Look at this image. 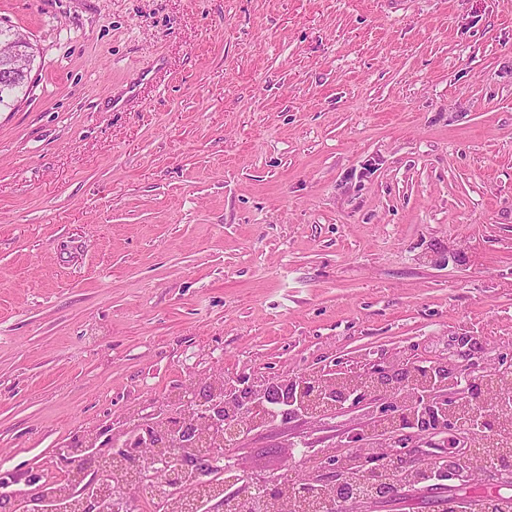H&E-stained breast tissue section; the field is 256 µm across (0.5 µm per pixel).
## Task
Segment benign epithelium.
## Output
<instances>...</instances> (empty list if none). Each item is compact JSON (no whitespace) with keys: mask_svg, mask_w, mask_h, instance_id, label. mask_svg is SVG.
<instances>
[{"mask_svg":"<svg viewBox=\"0 0 512 512\" xmlns=\"http://www.w3.org/2000/svg\"><path fill=\"white\" fill-rule=\"evenodd\" d=\"M24 38L7 41L11 59L28 65ZM512 384V362L494 370H478L467 377L454 364L423 366L415 361L397 362L387 357L365 359L347 364L338 361L324 369L299 377L278 376L260 381L237 378L174 406L165 414L173 419L152 437L151 449L160 456L178 446L180 463L165 471L164 481L173 484L179 472L191 469L206 472L219 466L224 450L235 447L253 427L262 422L275 401L286 421L298 414L317 422L338 410L371 409L374 421L351 427L343 436L349 448L359 449L374 470L362 484L346 480L336 449L320 451L329 476L318 481L283 476L259 483L242 484L233 494L224 490V480L205 481L192 488L190 496L198 500L219 501L224 512H234L246 499L280 497L291 503L310 499L320 489H328L333 504L345 507L364 501L369 490L374 498L390 499L401 494L402 485L388 482L379 466L389 460L396 469L411 471L422 460L401 450V438L407 430L417 435L448 433V428L467 434L472 455L479 456L488 447H496L495 469L512 473V440L502 441L504 413L512 412V395L492 397V390ZM84 439L78 448H67L60 461L67 467L65 499L72 500L78 512H92L100 500L110 502L111 512H134L140 492L149 475L140 464V453L106 454ZM440 468L450 476L466 479L473 471L467 459L450 453L440 460Z\"/></svg>","mask_w":512,"mask_h":512,"instance_id":"7a95c632","label":"benign epithelium"}]
</instances>
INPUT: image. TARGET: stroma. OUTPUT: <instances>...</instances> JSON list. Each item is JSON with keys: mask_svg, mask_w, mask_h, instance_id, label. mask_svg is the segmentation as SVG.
<instances>
[{"mask_svg": "<svg viewBox=\"0 0 512 512\" xmlns=\"http://www.w3.org/2000/svg\"><path fill=\"white\" fill-rule=\"evenodd\" d=\"M0 473L218 377L512 354V0H0ZM366 412L256 427L319 474ZM24 36L23 34L19 33L18 31H15L12 28L2 27L0 26V42L2 40L10 39L9 41L5 42L7 45L11 48V59L13 62L19 63L22 67L28 65L29 56L27 55L26 47L22 42L25 40V38L22 37H14V36ZM14 37V38H12ZM12 38V39H11ZM4 62L8 61L0 59V76H2V72H6L10 80L6 84H3L0 80V107L9 108L13 105L11 102H14L19 90L25 86L28 80V69L32 62L28 67L16 68L17 76L13 78H11L10 71H6L7 69L3 67Z\"/></svg>", "mask_w": 512, "mask_h": 512, "instance_id": "35a3bbf8", "label": "stroma"}]
</instances>
